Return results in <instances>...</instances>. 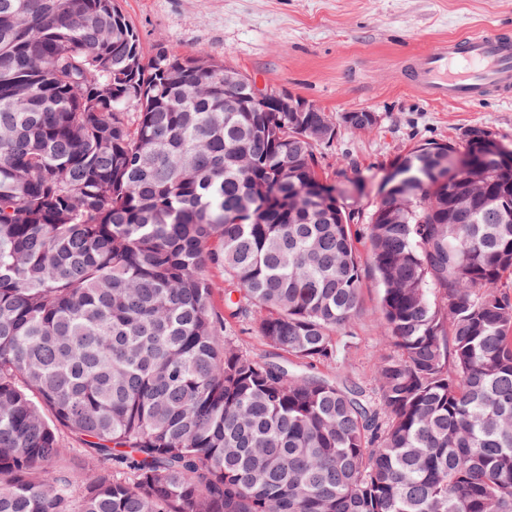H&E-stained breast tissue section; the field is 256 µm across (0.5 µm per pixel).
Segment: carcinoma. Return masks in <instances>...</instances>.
I'll use <instances>...</instances> for the list:
<instances>
[{"label": "carcinoma", "instance_id": "obj_1", "mask_svg": "<svg viewBox=\"0 0 512 512\" xmlns=\"http://www.w3.org/2000/svg\"><path fill=\"white\" fill-rule=\"evenodd\" d=\"M378 123L226 112L224 64L144 56L114 0H0V512H512V163L469 129L454 224L414 145L362 242L317 148ZM360 242L395 349L371 395L316 372ZM453 181L455 182L454 199L456 203V219L461 221L467 217L469 198L478 180L456 178ZM230 336L243 350L252 354L263 355L266 350H269L249 324L235 326Z\"/></svg>", "mask_w": 512, "mask_h": 512}]
</instances>
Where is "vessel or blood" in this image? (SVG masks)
Segmentation results:
<instances>
[{
    "label": "vessel or blood",
    "instance_id": "1",
    "mask_svg": "<svg viewBox=\"0 0 512 512\" xmlns=\"http://www.w3.org/2000/svg\"><path fill=\"white\" fill-rule=\"evenodd\" d=\"M412 81L434 100H512V39L495 29L473 32L415 56Z\"/></svg>",
    "mask_w": 512,
    "mask_h": 512
}]
</instances>
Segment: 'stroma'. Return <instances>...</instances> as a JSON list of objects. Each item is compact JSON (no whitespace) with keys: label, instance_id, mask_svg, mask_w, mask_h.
I'll use <instances>...</instances> for the list:
<instances>
[{"label":"stroma","instance_id":"35a3bbf8","mask_svg":"<svg viewBox=\"0 0 512 512\" xmlns=\"http://www.w3.org/2000/svg\"><path fill=\"white\" fill-rule=\"evenodd\" d=\"M145 55L164 43L207 52L258 83L286 89L327 112L366 108L380 122L365 133L339 130L321 164L343 190L365 232L390 163L428 140L459 141L487 128L512 147V101H430L401 67L435 43L488 27L512 31V0H116ZM380 286L363 279L352 343L322 373L373 391L376 364L393 348L378 328Z\"/></svg>","mask_w":512,"mask_h":512}]
</instances>
